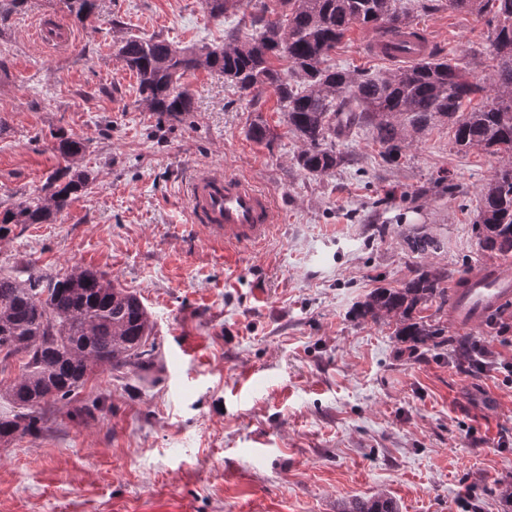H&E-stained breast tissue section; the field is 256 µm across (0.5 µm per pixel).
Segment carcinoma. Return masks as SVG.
I'll return each instance as SVG.
<instances>
[{
	"instance_id": "1",
	"label": "carcinoma",
	"mask_w": 512,
	"mask_h": 512,
	"mask_svg": "<svg viewBox=\"0 0 512 512\" xmlns=\"http://www.w3.org/2000/svg\"><path fill=\"white\" fill-rule=\"evenodd\" d=\"M281 12L261 4L251 15L256 34L241 38L224 32L218 53L209 46L181 47L158 37L121 41L118 60L137 76L142 101L151 112L177 117L194 111L193 96L181 79L207 67L224 74L237 91L255 101L271 88L283 103L289 131L301 143L299 167L325 174L340 166L332 138L355 126L376 131L385 157L402 154L398 123L420 133L436 120L454 128L455 144L502 153L512 160V0H453L467 13L491 15L490 54L496 61L495 96L471 109L464 105L483 91L466 70L431 55L393 72L368 77L331 68L327 58L351 25L387 37L410 26V13L397 0H276ZM69 15L85 24L98 17V0H63ZM209 13L222 17L242 0H206ZM283 61L281 69L274 61ZM55 151L65 166L48 177L42 195L0 211V237L12 224H50L74 196L88 189L91 175L70 162L86 150L81 139L59 136ZM482 256H512V163L481 188L475 224ZM412 251L437 252L444 244L423 234ZM448 274L420 269L398 288L373 289L355 314L378 323L396 319L395 336L410 353L469 338L445 336V328L423 315L429 302L448 303ZM153 323L140 298L118 288L104 274L74 268L61 277L31 273L25 279L0 275V367L22 356L20 373L0 381V398L10 411L0 414V442L38 430L46 411L70 400L97 371L143 370L150 362ZM342 512H398L387 497L354 499Z\"/></svg>"
}]
</instances>
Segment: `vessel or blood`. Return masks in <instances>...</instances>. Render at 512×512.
Returning a JSON list of instances; mask_svg holds the SVG:
<instances>
[{
  "instance_id": "1",
  "label": "vessel or blood",
  "mask_w": 512,
  "mask_h": 512,
  "mask_svg": "<svg viewBox=\"0 0 512 512\" xmlns=\"http://www.w3.org/2000/svg\"><path fill=\"white\" fill-rule=\"evenodd\" d=\"M43 45L71 43L68 29L61 24L40 23L33 33ZM432 36L405 37L398 41L389 61H415L429 54ZM194 221L207 239L225 249L262 244L275 228V206L270 195L251 182L220 170L197 173L187 189ZM512 301V272L501 268L472 271L464 284L449 292L450 316L464 328L478 327L497 307Z\"/></svg>"
}]
</instances>
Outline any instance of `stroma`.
I'll list each match as a JSON object with an SVG mask.
<instances>
[{
	"label": "stroma",
	"instance_id": "35a3bbf8",
	"mask_svg": "<svg viewBox=\"0 0 512 512\" xmlns=\"http://www.w3.org/2000/svg\"><path fill=\"white\" fill-rule=\"evenodd\" d=\"M441 56L492 99L487 17L439 0H398ZM249 7L210 16L205 0H100L95 23L61 0H26L0 21V206L40 194L63 160L56 136L83 139L86 193L50 224H15L0 239V274H107L137 294L154 323L148 371L92 376L34 434L0 445V512H341L381 493L399 512H503L512 482V307L469 331L486 368L460 367L451 347L402 351L393 326L363 323L354 305L425 263L487 265L474 224L479 190L505 164L458 151L445 123L386 161L371 129L337 139L345 162L300 169L273 90L259 108L201 67L184 87L195 109L170 119L141 102L117 48L130 36L220 45L254 34ZM45 15L64 18L70 50L37 43ZM352 25L329 65L376 75L391 64ZM269 127L258 142L255 116ZM216 167L276 202L280 230L261 249L210 247L184 194ZM437 236L430 257L408 241Z\"/></svg>",
	"mask_w": 512,
	"mask_h": 512
}]
</instances>
